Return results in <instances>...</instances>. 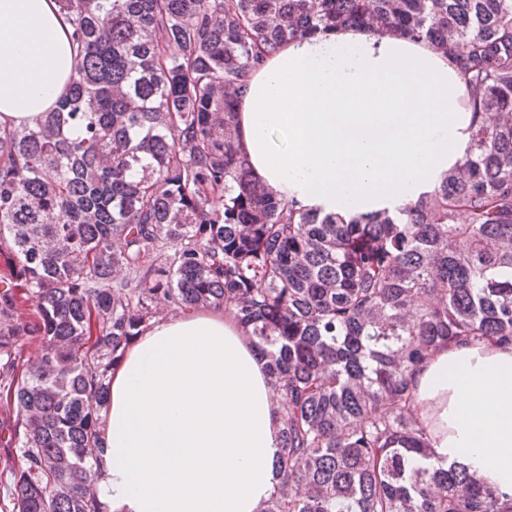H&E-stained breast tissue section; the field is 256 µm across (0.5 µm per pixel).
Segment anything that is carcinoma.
Masks as SVG:
<instances>
[{
	"label": "carcinoma",
	"instance_id": "cac0c4a2",
	"mask_svg": "<svg viewBox=\"0 0 512 512\" xmlns=\"http://www.w3.org/2000/svg\"><path fill=\"white\" fill-rule=\"evenodd\" d=\"M58 3L68 91L0 128V445L22 460L0 512H100L113 366L161 311L224 305L284 413L263 512H512L462 464L410 466L418 362L512 344V0ZM352 27L449 55L474 130L432 192L344 223L255 182L235 91L283 42Z\"/></svg>",
	"mask_w": 512,
	"mask_h": 512
}]
</instances>
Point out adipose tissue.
<instances>
[{
	"instance_id": "adipose-tissue-1",
	"label": "adipose tissue",
	"mask_w": 512,
	"mask_h": 512,
	"mask_svg": "<svg viewBox=\"0 0 512 512\" xmlns=\"http://www.w3.org/2000/svg\"><path fill=\"white\" fill-rule=\"evenodd\" d=\"M57 0H0V128L66 94L80 54ZM236 132L253 176L343 220L395 212L470 146L448 55L387 32L284 42L245 79ZM426 466L463 464L512 498V345L460 340L411 374ZM265 361L225 308L151 321L112 369L95 483L103 512H262L281 477L284 415Z\"/></svg>"
}]
</instances>
